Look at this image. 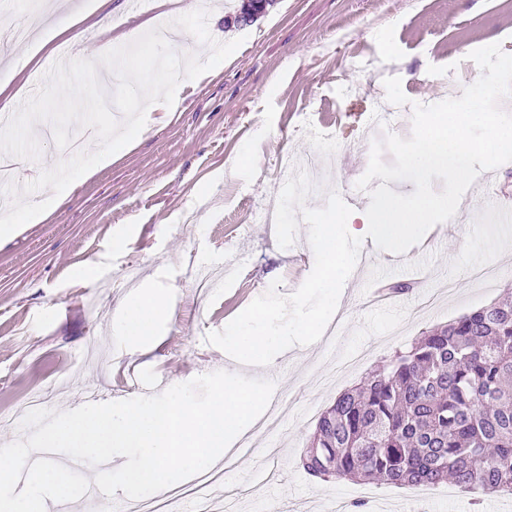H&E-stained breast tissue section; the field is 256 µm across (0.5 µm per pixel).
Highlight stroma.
I'll return each mask as SVG.
<instances>
[{"label":"stroma","mask_w":512,"mask_h":512,"mask_svg":"<svg viewBox=\"0 0 512 512\" xmlns=\"http://www.w3.org/2000/svg\"><path fill=\"white\" fill-rule=\"evenodd\" d=\"M86 0H68L53 25L67 27L46 48L0 35V84L14 105L34 94L56 60L97 59V39L74 23ZM243 0H149L142 18L173 21L179 10L205 9L219 42L240 47L197 81L181 82L171 111L154 113L112 165L71 184L64 202L40 224L0 239V413L30 395L47 393L52 410L90 400L109 402L118 378L124 398L155 394L216 371L234 372L231 357L206 340L243 311L241 288L264 294L271 283L288 295L314 267L308 228L280 248L274 225L254 223L256 207L276 205L287 180L281 161H305L320 137H332L327 176L340 196L367 202L356 183L369 154L361 139L384 131L407 137L410 114L386 128L366 119L396 76L409 100L432 104L458 97L481 76L470 53L500 44L512 54V0H276L249 26L235 23ZM28 58L20 73L9 62ZM40 157L20 166L27 183L78 150L97 147L80 129L70 148L39 137ZM199 212L182 223L184 211ZM481 220L439 227L399 261L401 273L423 268L417 288L395 309L370 306V269L382 268L368 245L365 266L346 281L336 329L311 345L290 348L279 361V393L294 410L254 435L252 449H232L214 496L237 498L238 512H336L337 502H365L368 512H488L490 498L440 484L420 490L388 484L323 481L301 459L319 417L343 391L422 332L487 306L512 286V254L498 252L501 226L481 202ZM97 264V279L81 274ZM136 283L170 293L174 313L156 326L160 347L134 349L112 331L115 308ZM96 398H89L88 389Z\"/></svg>","instance_id":"35a3bbf8"}]
</instances>
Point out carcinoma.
Instances as JSON below:
<instances>
[{
  "instance_id": "cac0c4a2",
  "label": "carcinoma",
  "mask_w": 512,
  "mask_h": 512,
  "mask_svg": "<svg viewBox=\"0 0 512 512\" xmlns=\"http://www.w3.org/2000/svg\"><path fill=\"white\" fill-rule=\"evenodd\" d=\"M321 480L512 494V294L382 361L319 418Z\"/></svg>"
}]
</instances>
